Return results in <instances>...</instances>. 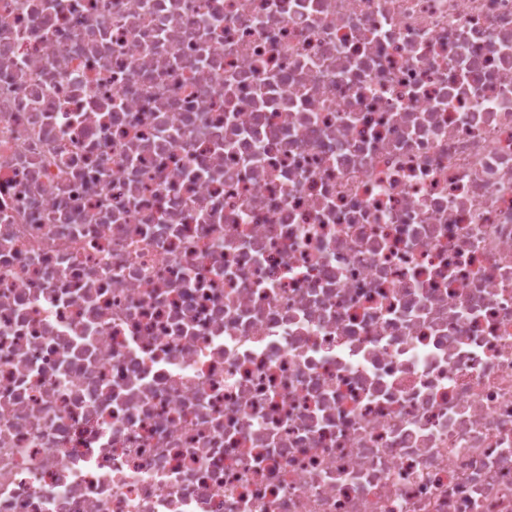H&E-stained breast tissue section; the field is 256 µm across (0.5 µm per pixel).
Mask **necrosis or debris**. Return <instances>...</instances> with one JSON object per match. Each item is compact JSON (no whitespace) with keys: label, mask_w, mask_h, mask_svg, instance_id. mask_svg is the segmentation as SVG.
I'll list each match as a JSON object with an SVG mask.
<instances>
[{"label":"necrosis or debris","mask_w":512,"mask_h":512,"mask_svg":"<svg viewBox=\"0 0 512 512\" xmlns=\"http://www.w3.org/2000/svg\"><path fill=\"white\" fill-rule=\"evenodd\" d=\"M0 512H512V0H0Z\"/></svg>","instance_id":"4bbe7bcc"}]
</instances>
